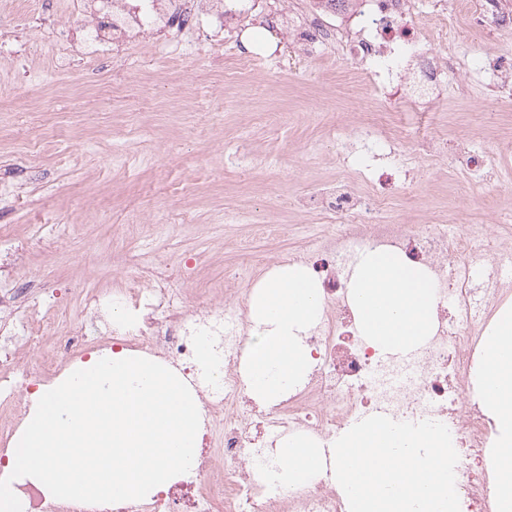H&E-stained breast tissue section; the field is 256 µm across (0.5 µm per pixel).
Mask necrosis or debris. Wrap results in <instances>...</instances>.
Wrapping results in <instances>:
<instances>
[{"label": "necrosis or debris", "instance_id": "necrosis-or-debris-1", "mask_svg": "<svg viewBox=\"0 0 512 512\" xmlns=\"http://www.w3.org/2000/svg\"><path fill=\"white\" fill-rule=\"evenodd\" d=\"M344 12L346 21L332 24L319 10L304 12L272 0L269 15L286 18L285 35L304 44H339L353 61L351 81L386 90V103L402 115L437 103L457 61L431 51L441 30L420 19L416 0H348ZM202 21L220 31L224 0H80L72 22L82 30V41L53 39L45 67L63 72L80 55L95 70L121 47L158 32L164 33L165 46H173L184 30ZM430 154L453 169L483 173L490 166L461 141L432 138ZM310 203L324 222L284 262L307 268L322 287V310L305 338L313 369L302 385L271 406L249 396L239 370L250 331L246 298L227 297L184 310L180 277L157 257L145 255L116 294L87 296L76 319L20 323L16 316L33 288L0 279V351L13 363L0 375V394H7L15 407L24 403L28 375L15 362L14 341L30 349L45 337H57L55 356L44 361L49 376L58 358L70 359L86 349L85 324L90 321L100 325V343L179 368L200 394L205 431L221 434L219 447L204 449L199 459L192 503L171 489L145 501L113 505L112 512H184L188 507L193 512H347L345 497L329 476L282 495L268 489L256 463L273 458L278 443L294 434L329 447L345 427L374 414L445 424L461 450L456 467L461 512H494L485 458L495 444V429L475 395L473 374L491 322L512 298V281L498 274L499 265L512 259V234L490 231L484 224L461 232L443 220L411 227L388 224L381 215L387 204L382 191H359L343 180ZM375 247L401 252L424 266L435 285L434 331L403 355L380 352L355 325L345 268L350 256ZM205 345L224 366L222 381H212L196 365Z\"/></svg>", "mask_w": 512, "mask_h": 512}]
</instances>
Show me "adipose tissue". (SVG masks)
I'll list each match as a JSON object with an SVG mask.
<instances>
[{
  "instance_id": "obj_1",
  "label": "adipose tissue",
  "mask_w": 512,
  "mask_h": 512,
  "mask_svg": "<svg viewBox=\"0 0 512 512\" xmlns=\"http://www.w3.org/2000/svg\"><path fill=\"white\" fill-rule=\"evenodd\" d=\"M348 288L357 327L376 349L403 353L430 333L436 317L435 285L425 268L399 253L381 248L361 252ZM321 308V286L305 267L276 268L256 285L249 303L254 334L242 350L241 373L257 401L275 404L305 378L310 354L302 335ZM487 355L476 387L502 430L492 459L496 508L512 512V310L502 312L494 324Z\"/></svg>"
}]
</instances>
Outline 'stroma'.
<instances>
[{
  "mask_svg": "<svg viewBox=\"0 0 512 512\" xmlns=\"http://www.w3.org/2000/svg\"><path fill=\"white\" fill-rule=\"evenodd\" d=\"M225 10L223 34L200 27L175 56L146 48L113 59L77 90L84 60L45 73L49 41L42 25H26L35 93L0 98V172L24 185L0 212V229L25 247H0V269L20 284L44 281L49 295L36 312L79 315L85 293L120 288L144 252L173 261L188 308L243 294L244 281L228 271L276 264L318 222L298 198L366 166L336 150L342 128L375 119L372 92L349 90V58L283 36L268 23L266 0L246 11L227 0ZM254 30L272 36L268 52L245 48ZM470 40L464 14H449L447 35L433 44L459 63L441 89L444 107L424 112L419 132L375 162L396 173L386 192L397 223H429L444 206L449 223L492 224L512 206V183L452 174L427 159L428 137L441 132L512 165V94L492 91L489 71L493 58H512V32L490 33L478 49ZM244 56L250 69L224 79L225 65ZM228 211L263 215L285 231L241 251L249 227L225 223ZM183 212L191 224L164 234L163 222Z\"/></svg>",
  "mask_w": 512,
  "mask_h": 512,
  "instance_id": "obj_1",
  "label": "stroma"
}]
</instances>
